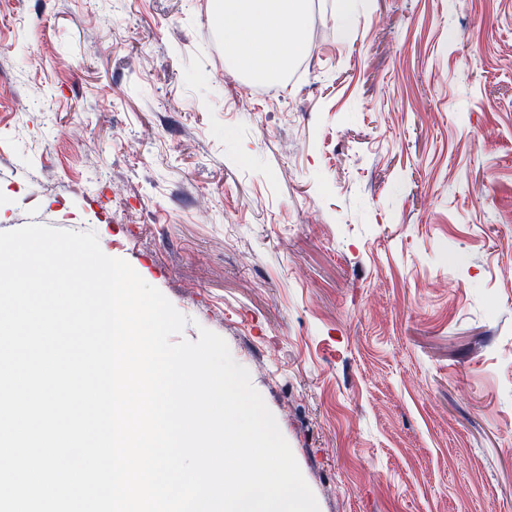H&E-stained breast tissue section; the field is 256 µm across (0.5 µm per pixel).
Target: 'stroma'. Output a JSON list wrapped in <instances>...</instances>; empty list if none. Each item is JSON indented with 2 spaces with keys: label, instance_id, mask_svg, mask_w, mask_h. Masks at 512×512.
<instances>
[{
  "label": "stroma",
  "instance_id": "stroma-1",
  "mask_svg": "<svg viewBox=\"0 0 512 512\" xmlns=\"http://www.w3.org/2000/svg\"><path fill=\"white\" fill-rule=\"evenodd\" d=\"M339 6L269 97L213 0H0V231L221 336L319 512H512V0Z\"/></svg>",
  "mask_w": 512,
  "mask_h": 512
}]
</instances>
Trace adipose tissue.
I'll return each instance as SVG.
<instances>
[{
	"instance_id": "obj_1",
	"label": "adipose tissue",
	"mask_w": 512,
	"mask_h": 512,
	"mask_svg": "<svg viewBox=\"0 0 512 512\" xmlns=\"http://www.w3.org/2000/svg\"><path fill=\"white\" fill-rule=\"evenodd\" d=\"M308 0H217L214 20L226 45L243 49L240 66L254 78H279L296 57Z\"/></svg>"
}]
</instances>
